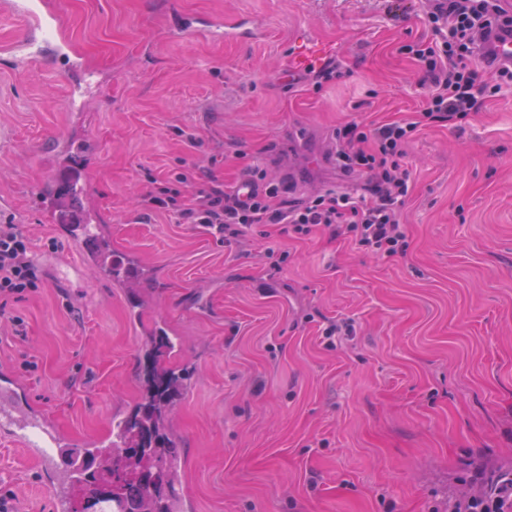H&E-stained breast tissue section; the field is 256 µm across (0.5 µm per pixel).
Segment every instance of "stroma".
Listing matches in <instances>:
<instances>
[{
    "mask_svg": "<svg viewBox=\"0 0 512 512\" xmlns=\"http://www.w3.org/2000/svg\"><path fill=\"white\" fill-rule=\"evenodd\" d=\"M100 82L54 56L6 60L25 31L0 11V224L29 236L44 286L0 319V364L70 448L137 403L162 326L188 369L172 413L185 512H439L445 488L512 461V91L407 148L405 255L258 224L220 243L140 205L153 181L264 168L294 197L342 185L334 129L416 120L425 90L401 45L428 41L422 0H57ZM350 77L292 83L298 60ZM93 143L92 163L63 151ZM218 156L209 164L210 156ZM99 226L61 239L55 190ZM150 278L128 290L87 263L102 242ZM275 259H268L267 249ZM20 318L25 333L11 324ZM355 335L328 342V321ZM54 512L37 460L0 441V495Z\"/></svg>",
    "mask_w": 512,
    "mask_h": 512,
    "instance_id": "1",
    "label": "stroma"
}]
</instances>
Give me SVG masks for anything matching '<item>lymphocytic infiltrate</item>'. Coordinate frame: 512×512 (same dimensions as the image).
I'll list each match as a JSON object with an SVG mask.
<instances>
[{
  "label": "lymphocytic infiltrate",
  "instance_id": "1",
  "mask_svg": "<svg viewBox=\"0 0 512 512\" xmlns=\"http://www.w3.org/2000/svg\"><path fill=\"white\" fill-rule=\"evenodd\" d=\"M426 18L436 41L401 47L422 72L426 97L419 121L373 128L351 121L335 131L336 169L354 182L355 192L327 188L295 205L286 199L282 181L247 167L227 189L196 183L190 173L177 174L146 194L144 206L181 224L206 225L228 244L249 226L267 224L300 236L326 230L387 258L404 254L401 214L410 194L406 147L420 122L462 125L485 101L512 87V63L494 68L486 63L494 39L512 34V15L500 0H428ZM40 282L28 236L19 225L0 224V313Z\"/></svg>",
  "mask_w": 512,
  "mask_h": 512
}]
</instances>
